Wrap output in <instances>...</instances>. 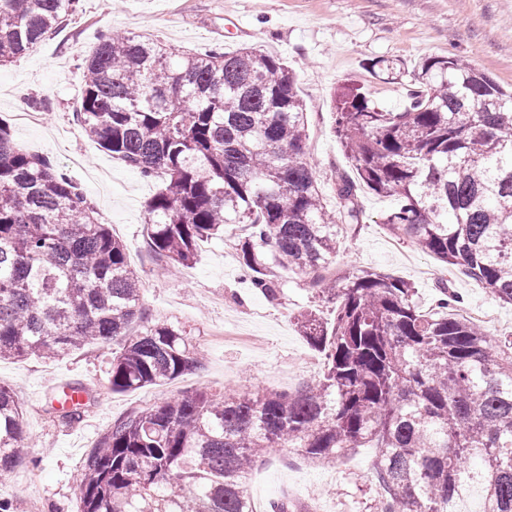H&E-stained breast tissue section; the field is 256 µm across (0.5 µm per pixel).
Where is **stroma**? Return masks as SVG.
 I'll use <instances>...</instances> for the list:
<instances>
[{
	"label": "stroma",
	"instance_id": "obj_1",
	"mask_svg": "<svg viewBox=\"0 0 512 512\" xmlns=\"http://www.w3.org/2000/svg\"><path fill=\"white\" fill-rule=\"evenodd\" d=\"M107 31L148 33L199 53L253 47L283 57L306 103L309 160L331 209L335 173L349 167L333 132L334 91L352 79L382 107L404 103V79L373 76L369 61L410 67L455 54L512 87V0H122L117 7L112 0H80L64 31L31 54L0 64V118L14 141L49 157L85 188L104 223L127 246L151 321L185 330L203 354L200 368L171 384L123 393L110 385L108 345H89L62 360H0V384L21 406L29 440L24 462L0 470V493L9 497L13 512H77L84 459L113 420L134 409L198 388L289 391L317 378L321 359L299 335L295 318L310 310L328 320L335 315L334 303L302 274H284L275 301L250 288L228 240L209 241L193 267L162 270L144 231L157 181L141 178L88 140L74 118L82 60ZM35 101L41 104L39 120L18 121L20 108ZM361 200L366 218L342 240L332 262L336 276L374 268L403 278L428 313L438 284L447 283L463 307L495 315L494 333L512 335V305L388 233L380 219L393 198L365 191ZM59 382L92 391L83 418L67 426L49 407ZM373 456V449L361 448L343 463L321 466L276 451L253 470L246 491L257 507L285 498L300 512H375Z\"/></svg>",
	"mask_w": 512,
	"mask_h": 512
}]
</instances>
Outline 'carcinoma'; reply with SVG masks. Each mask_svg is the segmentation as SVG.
<instances>
[{
	"label": "carcinoma",
	"mask_w": 512,
	"mask_h": 512,
	"mask_svg": "<svg viewBox=\"0 0 512 512\" xmlns=\"http://www.w3.org/2000/svg\"><path fill=\"white\" fill-rule=\"evenodd\" d=\"M78 0H0V63L61 31ZM75 117L86 136L162 186L147 204L149 246L177 270L199 244L245 227V280L276 298L279 273L311 276L333 322L296 317L323 358L288 392L187 391L112 423L83 466L79 512H254L245 484L272 450L331 465L376 449L377 512H455L478 484L483 512H512V340L373 268L326 272L361 192L392 196L381 218L439 262L512 305V92L460 57L419 62L406 104L364 87L332 98L352 164L324 201L308 160L306 105L285 60L256 48L207 54L106 32L85 56ZM115 344L112 391L173 381L198 366L185 330L150 323L141 277L82 190L0 121V359H58ZM86 405L51 407L72 423ZM23 412L0 384V469L24 461Z\"/></svg>",
	"instance_id": "cac0c4a2"
}]
</instances>
